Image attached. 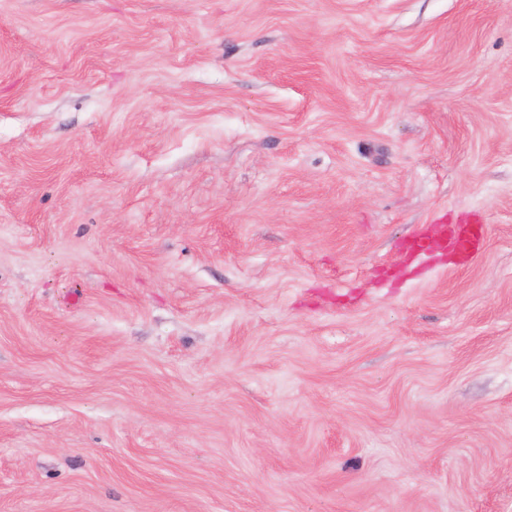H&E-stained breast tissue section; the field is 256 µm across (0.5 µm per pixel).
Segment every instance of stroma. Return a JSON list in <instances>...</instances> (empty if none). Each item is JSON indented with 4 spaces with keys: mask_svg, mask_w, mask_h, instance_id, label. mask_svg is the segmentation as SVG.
<instances>
[{
    "mask_svg": "<svg viewBox=\"0 0 512 512\" xmlns=\"http://www.w3.org/2000/svg\"><path fill=\"white\" fill-rule=\"evenodd\" d=\"M0 512H512V0H0ZM481 220L477 216L469 218L465 223L456 225L450 230L449 237L447 236V228H443L441 233V243L439 241L429 242L426 237H420L416 242L427 243L430 245L431 250L436 245H441L444 248H451L462 254L463 259L468 258L470 255L480 252L485 245V237L482 232L478 230L481 227Z\"/></svg>",
    "mask_w": 512,
    "mask_h": 512,
    "instance_id": "obj_1",
    "label": "stroma"
}]
</instances>
